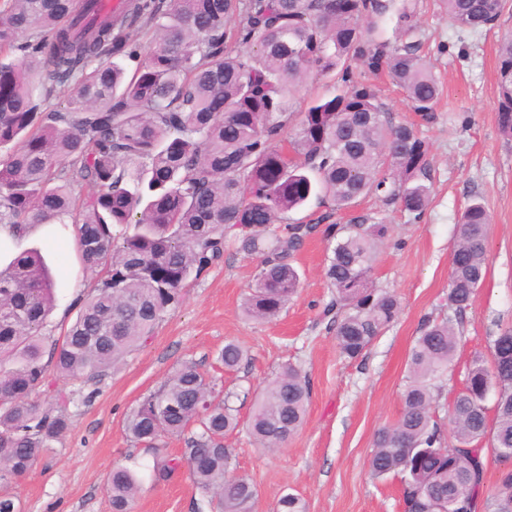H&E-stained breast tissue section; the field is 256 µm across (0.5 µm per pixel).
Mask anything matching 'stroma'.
<instances>
[{
    "mask_svg": "<svg viewBox=\"0 0 512 512\" xmlns=\"http://www.w3.org/2000/svg\"><path fill=\"white\" fill-rule=\"evenodd\" d=\"M419 31L442 86L431 121L419 119L385 75L370 74L366 80L376 87L394 122L414 125L428 142L430 203L417 218L371 194L334 216L340 224L359 215L390 224L372 279L376 288L397 297L396 321L358 358L341 356L334 318L323 313L332 297L325 267L333 247L324 228H317L294 254L299 291L270 322L251 320L241 309L258 274V259L226 251L219 265L187 282L179 308L146 347L108 371L94 395L75 393L67 436L32 473L6 485L19 497L22 512H112L108 476L114 464L128 460L135 462L142 479L133 512H198L202 495L186 471L155 480L151 452L124 430L143 397L157 391L185 361L196 362L234 392L243 421L284 365H295L310 381L305 421L283 448L267 452L243 432L224 439L231 468L256 485L252 512H276L285 493L298 495L305 512H403L397 484L373 480L367 460L375 432L400 415L406 363L422 320L447 308L457 224L476 196L491 216L489 274L464 319L443 403H451L462 388L473 357L489 356L492 320L512 324V139L502 135L497 119V48L512 34V0L494 28L478 31L451 26L425 0ZM33 244L43 250L56 275L55 307L45 334L60 340L76 317L75 300L90 292L95 278L80 271L67 230ZM228 341L249 354L248 362L231 372L215 361Z\"/></svg>",
    "mask_w": 512,
    "mask_h": 512,
    "instance_id": "obj_1",
    "label": "stroma"
}]
</instances>
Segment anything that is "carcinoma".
<instances>
[{
  "label": "carcinoma",
  "mask_w": 512,
  "mask_h": 512,
  "mask_svg": "<svg viewBox=\"0 0 512 512\" xmlns=\"http://www.w3.org/2000/svg\"><path fill=\"white\" fill-rule=\"evenodd\" d=\"M0 0V225L72 224L92 291L60 342L43 343L55 305L54 277L40 250L0 265V481L27 476L69 430L66 400L33 398L56 379L91 381L152 341L180 305L189 279L229 245L260 257L243 302L252 319L279 316L300 275L286 257L317 228L287 224L311 198L347 210L379 194L414 217L431 194L429 144L396 125L356 67L387 73L428 121L439 82L417 38L419 0ZM460 29L493 27L505 0H437ZM394 20L386 36V18ZM152 33L149 48L131 40ZM498 121L512 137V37L499 47ZM316 73L336 91L311 100L288 131L296 90ZM71 89L64 107L51 103ZM490 215L474 199L457 224L448 313L421 323L407 361L402 412L377 430L369 458L376 479L398 481L405 512H512V326L489 339L490 364L472 359L449 405L442 382L462 339L463 318L489 269ZM389 226L357 216L331 224L325 275L341 356L356 359L397 318L396 296L373 287L377 249ZM228 341L226 370L248 361ZM185 361L125 421L148 448L191 431L180 457L156 458L166 480L186 463L193 485L220 512H250L252 480L228 467L224 435L240 426L234 394H220ZM309 381L288 364L262 389L246 423L270 451L303 425ZM451 434L445 433V427ZM503 465L485 491L487 457ZM138 473L117 463L107 481L112 512H132ZM278 512H305L286 493Z\"/></svg>",
  "instance_id": "obj_1"
}]
</instances>
